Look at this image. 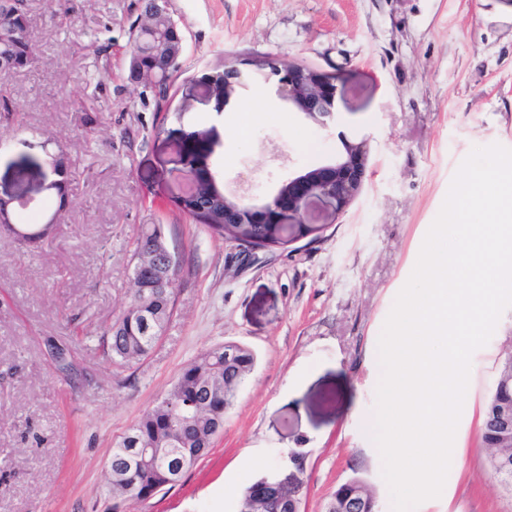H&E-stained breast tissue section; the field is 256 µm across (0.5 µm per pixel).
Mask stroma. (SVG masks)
Masks as SVG:
<instances>
[{
    "label": "stroma",
    "mask_w": 512,
    "mask_h": 512,
    "mask_svg": "<svg viewBox=\"0 0 512 512\" xmlns=\"http://www.w3.org/2000/svg\"><path fill=\"white\" fill-rule=\"evenodd\" d=\"M36 62L8 77L0 194L33 208L64 146L72 208L37 248L0 236V512H236L243 490L303 457L304 512H324L352 476L392 512L363 422L376 405L377 342L422 241L471 150L512 148V0H170L184 51L163 106L126 80L141 0H29ZM273 57L336 76L322 130L255 68ZM245 80L228 103L209 85L225 65ZM264 93L267 106L254 103ZM102 122L83 126L87 111ZM205 134L226 191L267 199L292 173L335 158L342 138L370 145L367 179L342 213L317 205L326 238L249 264L173 202L184 136ZM164 227L183 259L174 314L144 360L113 365L99 338L126 301L133 242ZM233 341L257 362L208 452L145 500L106 486L112 450L204 349ZM72 350L73 382L51 355ZM512 307L472 357L469 389L440 497L418 512H512L480 424Z\"/></svg>",
    "instance_id": "stroma-1"
}]
</instances>
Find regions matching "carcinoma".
Here are the masks:
<instances>
[{
  "mask_svg": "<svg viewBox=\"0 0 512 512\" xmlns=\"http://www.w3.org/2000/svg\"><path fill=\"white\" fill-rule=\"evenodd\" d=\"M157 37L164 45L183 50L184 36L172 15L156 21ZM0 29L13 34L7 43L13 56V70L32 67L36 62L28 37L26 0H15L11 11L0 10ZM178 60L143 51L137 70L155 74L160 99H165ZM184 159L197 175L196 192L176 201L183 213L195 218L207 212L202 225L218 241L246 243L262 251L284 248L283 224H226L224 209L237 200L224 193L215 174L209 169L207 154L190 146ZM50 196L44 207L69 203L67 180L50 181ZM169 251L163 225L143 224L134 241L132 288L121 314L103 334L112 363L123 367L147 357L162 338L174 313V296L178 275L160 281L161 254ZM256 357L252 350L237 342H224L204 349L174 378L166 395L147 409L137 423L112 450V483L108 489L126 499L143 500L170 485L171 464L184 455L202 457L214 438L224 428L226 414L232 408L242 383L252 372ZM499 402L512 404V383L499 382L485 404L481 426L482 444L490 450L493 478L512 489V444L499 440L494 430V412ZM132 448H167L171 456L159 464L142 468L131 455ZM295 498L304 495L305 484L297 477L289 484L273 488V476L265 475L249 485L241 496L237 512H261L262 496L272 492ZM324 512H379L377 498L360 477H352L336 487L327 500Z\"/></svg>",
  "mask_w": 512,
  "mask_h": 512,
  "instance_id": "cac0c4a2",
  "label": "carcinoma"
}]
</instances>
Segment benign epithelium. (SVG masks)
<instances>
[{"label":"benign epithelium","instance_id":"obj_1","mask_svg":"<svg viewBox=\"0 0 512 512\" xmlns=\"http://www.w3.org/2000/svg\"><path fill=\"white\" fill-rule=\"evenodd\" d=\"M279 77L282 97L293 107L327 129L336 121V77L320 68L300 63L280 64L278 61L259 63ZM344 152L331 163L313 172L300 173L288 179V189H278L260 204L246 205L252 224H305L320 233L328 224H315L310 218L311 206L326 202L340 213L358 196L367 172V142L351 141L341 137ZM32 199L23 195H0V226L9 228L18 240L30 244L29 232L14 224V212L27 208ZM498 435L512 437V406L502 403L496 409ZM269 512H297V505L289 504L282 496H270L264 501Z\"/></svg>","mask_w":512,"mask_h":512}]
</instances>
